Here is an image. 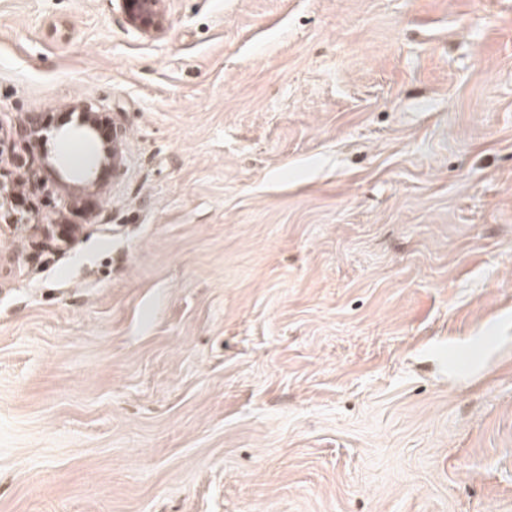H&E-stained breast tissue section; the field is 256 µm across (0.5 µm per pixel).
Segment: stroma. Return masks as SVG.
I'll list each match as a JSON object with an SVG mask.
<instances>
[{"label": "stroma", "instance_id": "stroma-1", "mask_svg": "<svg viewBox=\"0 0 512 512\" xmlns=\"http://www.w3.org/2000/svg\"><path fill=\"white\" fill-rule=\"evenodd\" d=\"M165 14L0 0V512H512V0ZM128 25L136 32L150 35L160 31L164 22V0H119ZM78 127L75 129L81 133L85 138L95 142L99 140L101 147V154L99 164L102 169L112 167L115 170L120 162V143L121 134L112 129L102 128L93 113L87 108H83L78 113ZM80 224H15L11 225L17 234H25L38 248H62L71 245L81 232Z\"/></svg>", "mask_w": 512, "mask_h": 512}]
</instances>
